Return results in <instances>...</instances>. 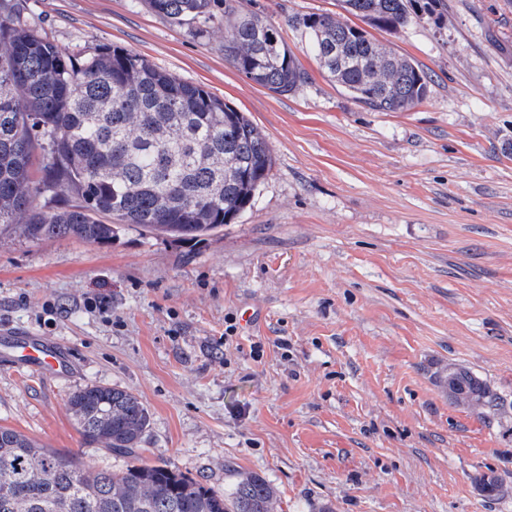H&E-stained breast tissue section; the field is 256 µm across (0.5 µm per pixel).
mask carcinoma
I'll return each mask as SVG.
<instances>
[{
	"mask_svg": "<svg viewBox=\"0 0 512 512\" xmlns=\"http://www.w3.org/2000/svg\"><path fill=\"white\" fill-rule=\"evenodd\" d=\"M250 0H147L149 8L204 39L231 31L224 58L278 95L311 75L281 29ZM437 0H342L358 26L328 13L288 25L307 36L306 54L354 99L402 112L427 96L429 78L367 32H394ZM273 165L265 134L244 113L125 48L93 54L60 48L0 0V228L29 240L73 236L106 244L115 218L178 241H198L252 205ZM66 195L68 206L58 204ZM439 382L454 401L482 415L498 397L467 370L450 366ZM86 444L132 453L149 426L133 393L90 386L67 401ZM275 491L239 472L219 493L166 464L89 470L12 429L0 427V512H270Z\"/></svg>",
	"mask_w": 512,
	"mask_h": 512,
	"instance_id": "carcinoma-1",
	"label": "carcinoma"
}]
</instances>
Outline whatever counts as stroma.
<instances>
[{"instance_id":"obj_1","label":"stroma","mask_w":512,"mask_h":512,"mask_svg":"<svg viewBox=\"0 0 512 512\" xmlns=\"http://www.w3.org/2000/svg\"><path fill=\"white\" fill-rule=\"evenodd\" d=\"M251 7L310 73L297 93L238 72L223 29L193 38L145 0H21L60 48L132 50L247 113L274 164L200 241L128 224L105 245L0 233V329L66 344L77 364L61 380L0 365V426L88 469L163 462L219 492L255 472L271 512H512V0H443L375 32L431 79L404 112L324 78L289 27L339 0ZM451 365L501 411L455 403L437 381ZM90 385L147 407L134 455L82 443L66 401ZM490 471L491 497L475 483Z\"/></svg>"}]
</instances>
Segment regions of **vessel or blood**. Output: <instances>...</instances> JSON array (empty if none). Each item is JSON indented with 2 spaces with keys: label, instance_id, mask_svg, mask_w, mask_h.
<instances>
[{
  "label": "vessel or blood",
  "instance_id": "b4317fda",
  "mask_svg": "<svg viewBox=\"0 0 512 512\" xmlns=\"http://www.w3.org/2000/svg\"><path fill=\"white\" fill-rule=\"evenodd\" d=\"M0 359L43 378L66 377L76 369L75 360L65 345L7 330L0 332Z\"/></svg>",
  "mask_w": 512,
  "mask_h": 512
}]
</instances>
